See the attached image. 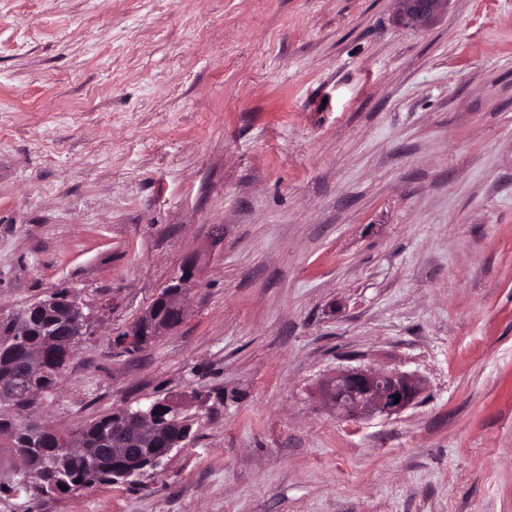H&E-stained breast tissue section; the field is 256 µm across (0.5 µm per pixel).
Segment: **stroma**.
Wrapping results in <instances>:
<instances>
[{
  "instance_id": "1",
  "label": "stroma",
  "mask_w": 512,
  "mask_h": 512,
  "mask_svg": "<svg viewBox=\"0 0 512 512\" xmlns=\"http://www.w3.org/2000/svg\"><path fill=\"white\" fill-rule=\"evenodd\" d=\"M0 0V312L90 333L36 416L183 395L139 489L0 512H512V0ZM221 240H214V232ZM182 325L125 333L189 256ZM423 379L344 420L342 368ZM449 0H393L398 22L416 30H427L448 11Z\"/></svg>"
}]
</instances>
